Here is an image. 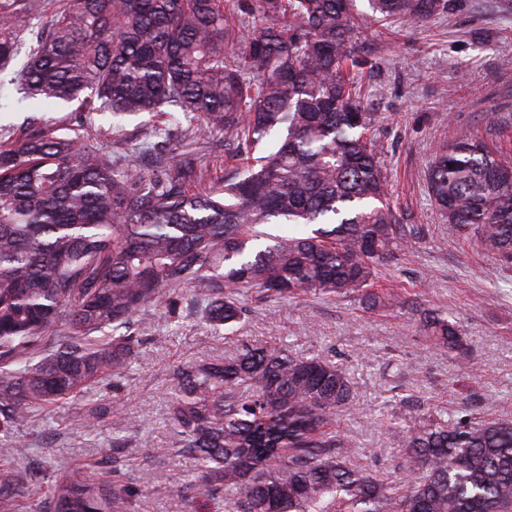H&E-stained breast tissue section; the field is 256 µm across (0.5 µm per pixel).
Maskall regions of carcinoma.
Instances as JSON below:
<instances>
[{"label": "carcinoma", "mask_w": 512, "mask_h": 512, "mask_svg": "<svg viewBox=\"0 0 512 512\" xmlns=\"http://www.w3.org/2000/svg\"><path fill=\"white\" fill-rule=\"evenodd\" d=\"M421 25L447 0H370ZM353 0H0V109L55 103L114 117L160 114L227 135L241 167L202 189L204 157L157 149L156 173L52 125L0 143V433L123 374L131 336L99 337L187 286L215 325L241 321V290L282 297L368 288L407 230L395 223L375 116L354 80ZM448 224L512 266V161L466 138L427 174ZM265 224H316L306 237ZM64 324L57 336L47 331ZM450 352L455 326L426 321ZM169 421L195 456L187 484L223 512H512V420L422 413L402 428V477L347 465L336 412L352 381L280 346L175 371ZM1 460L40 462L9 441ZM27 489L0 484V512ZM123 488L62 477L46 512H112Z\"/></svg>", "instance_id": "1"}]
</instances>
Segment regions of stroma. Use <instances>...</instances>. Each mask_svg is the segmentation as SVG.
Returning a JSON list of instances; mask_svg holds the SVG:
<instances>
[{"label":"stroma","mask_w":512,"mask_h":512,"mask_svg":"<svg viewBox=\"0 0 512 512\" xmlns=\"http://www.w3.org/2000/svg\"><path fill=\"white\" fill-rule=\"evenodd\" d=\"M354 5L361 105L376 118L396 219L414 228L409 247L396 251L378 279L402 306L368 308L360 291L280 299L251 288L249 314L216 328L195 313L194 291L177 290L132 318L136 353L122 377L105 375L54 405L49 423L34 419L19 429L26 447L44 453L43 469L28 475L29 484L47 487L62 475L95 479L112 470L134 489L112 512H209L185 484L194 457L172 445L173 372L256 344L318 354L349 369L351 402L337 415L336 430L349 446L348 463L387 481L401 475L402 417L429 411L512 419V268L449 229L426 183L442 143L477 135L512 150V0H453L448 11L414 28L377 21L368 0ZM32 120L72 128L83 143L125 160L136 157L138 124H164L141 115L128 122L127 140L117 142L107 113L0 112V140ZM193 146L207 156L209 182H223L237 162L234 144L201 134ZM426 313L456 322L471 368L427 336Z\"/></svg>","instance_id":"1"}]
</instances>
